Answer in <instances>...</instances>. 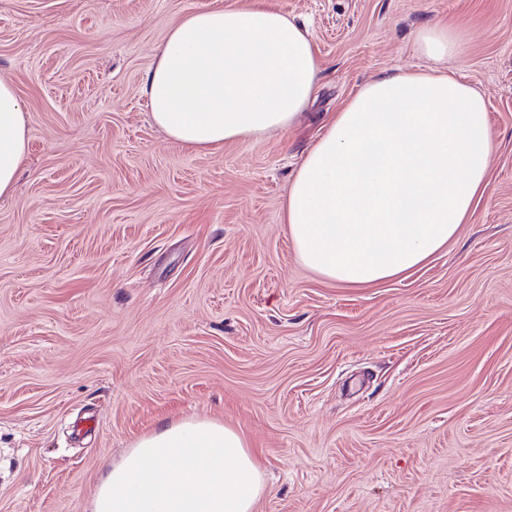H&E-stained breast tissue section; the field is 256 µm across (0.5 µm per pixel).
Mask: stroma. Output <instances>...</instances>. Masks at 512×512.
<instances>
[{"label": "stroma", "instance_id": "35a3bbf8", "mask_svg": "<svg viewBox=\"0 0 512 512\" xmlns=\"http://www.w3.org/2000/svg\"><path fill=\"white\" fill-rule=\"evenodd\" d=\"M233 2L0 0L30 137L0 198V512H91L138 438L204 418L263 468L254 512H512V0H264L309 28L317 98L199 152L144 75ZM440 18L463 51L436 64L415 37ZM433 67L485 97L486 194L406 278L328 282L290 239L292 176L365 83Z\"/></svg>", "mask_w": 512, "mask_h": 512}]
</instances>
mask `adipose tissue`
Here are the masks:
<instances>
[{"mask_svg": "<svg viewBox=\"0 0 512 512\" xmlns=\"http://www.w3.org/2000/svg\"><path fill=\"white\" fill-rule=\"evenodd\" d=\"M440 60L462 51L434 23L417 35ZM320 61L308 32L250 0L191 11L171 26L143 94L172 141L214 152L293 126L313 100ZM29 146L25 109L0 79V197ZM494 143L481 91L445 72H399L363 85L314 143L288 188L285 220L300 261L362 287L407 277L456 238L488 187ZM264 472L244 436L210 420L170 422L112 464L93 512H254Z\"/></svg>", "mask_w": 512, "mask_h": 512, "instance_id": "ef3b65f1", "label": "adipose tissue"}]
</instances>
